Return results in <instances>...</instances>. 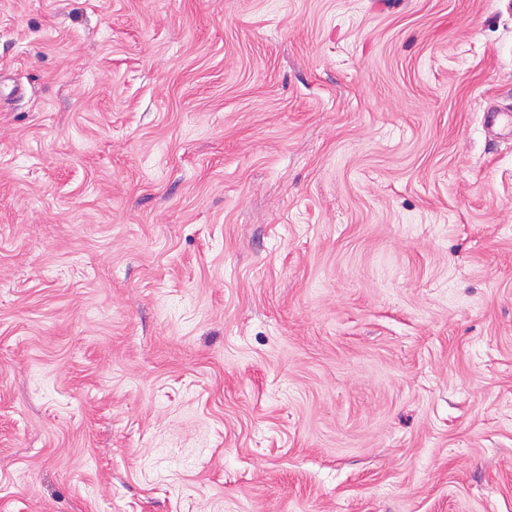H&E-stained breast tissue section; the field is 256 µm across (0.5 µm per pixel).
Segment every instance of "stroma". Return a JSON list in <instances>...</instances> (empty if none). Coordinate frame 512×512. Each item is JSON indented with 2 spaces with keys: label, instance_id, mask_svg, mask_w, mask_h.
Masks as SVG:
<instances>
[{
  "label": "stroma",
  "instance_id": "obj_1",
  "mask_svg": "<svg viewBox=\"0 0 512 512\" xmlns=\"http://www.w3.org/2000/svg\"><path fill=\"white\" fill-rule=\"evenodd\" d=\"M512 0H0V512H512Z\"/></svg>",
  "mask_w": 512,
  "mask_h": 512
}]
</instances>
